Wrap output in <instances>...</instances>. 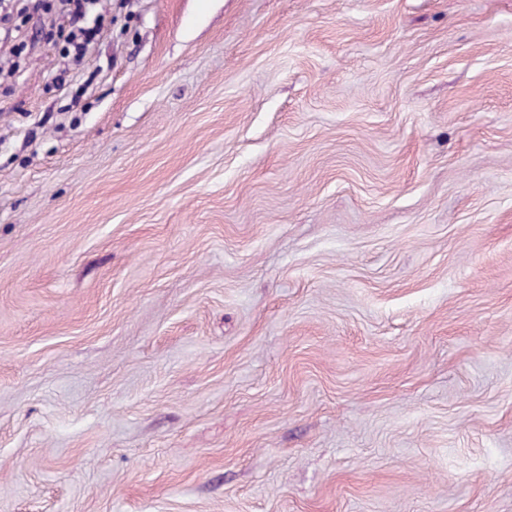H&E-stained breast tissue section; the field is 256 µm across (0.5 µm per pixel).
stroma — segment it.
<instances>
[{
  "label": "stroma",
  "mask_w": 512,
  "mask_h": 512,
  "mask_svg": "<svg viewBox=\"0 0 512 512\" xmlns=\"http://www.w3.org/2000/svg\"><path fill=\"white\" fill-rule=\"evenodd\" d=\"M109 16L0 97V512H512V0Z\"/></svg>",
  "instance_id": "stroma-1"
}]
</instances>
